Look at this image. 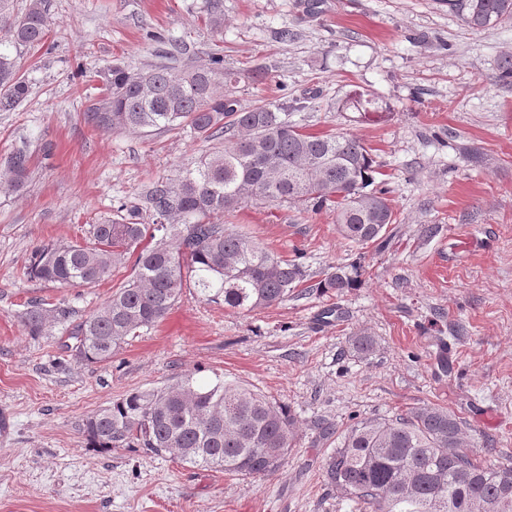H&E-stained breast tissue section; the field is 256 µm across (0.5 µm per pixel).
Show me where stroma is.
Returning <instances> with one entry per match:
<instances>
[{"mask_svg": "<svg viewBox=\"0 0 512 512\" xmlns=\"http://www.w3.org/2000/svg\"><path fill=\"white\" fill-rule=\"evenodd\" d=\"M307 2L224 0L216 32L200 18L202 0H48L44 46L20 53L30 94L0 112V162L17 150L31 160L23 190L0 192V512H358L325 477L340 433L424 404L459 416L482 458L512 459V81L498 69L512 54V23L472 31L444 0H319L313 13ZM175 43L181 65L222 50L242 108L285 106L305 132L359 137L396 221L384 247L363 249L337 234L331 210L247 202L224 223L310 283L363 262L359 287L340 296L299 287L234 312L188 286L111 360L80 363L63 349L72 324L101 309L133 264L63 287L25 275L30 252L87 242L92 225L120 218V206L142 203L153 182L224 141L98 130L84 119L98 84L72 74L80 64L144 69ZM355 91L374 94L386 116L366 124L337 112ZM427 224L435 236L423 234ZM33 300L70 317L27 335L21 315ZM363 333L376 342L365 356L350 345ZM188 373L287 407L296 430L283 473L235 476L87 446L80 426L93 412Z\"/></svg>", "mask_w": 512, "mask_h": 512, "instance_id": "obj_1", "label": "stroma"}]
</instances>
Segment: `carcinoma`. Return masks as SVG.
Returning <instances> with one entry per match:
<instances>
[{
    "label": "carcinoma",
    "instance_id": "carcinoma-1",
    "mask_svg": "<svg viewBox=\"0 0 512 512\" xmlns=\"http://www.w3.org/2000/svg\"><path fill=\"white\" fill-rule=\"evenodd\" d=\"M465 12L468 27L486 31L512 19V0H448ZM200 12L211 29L224 27V0H203ZM46 0H29L13 16L0 0V112L16 110L30 86L12 49L35 48L49 34ZM100 97L85 112L91 126L113 131L184 126L197 137L224 138V150L203 156L176 179L156 181L145 195L144 220L132 206L120 219L92 225L89 242L35 248L24 266L34 279L61 286L96 284L112 267L136 253L134 275L97 312L70 331L65 345L73 359L105 362L143 328L162 321L193 283L208 301L233 311H251L288 299L304 281L299 265L271 254L214 218L250 200L301 204L336 212L339 233L358 246H382L394 222L389 200L375 183V161L353 135H315L288 122L270 105L240 106L224 56L193 66L156 63L145 70L118 64L100 74ZM337 111L385 116L379 100L355 92ZM30 172V157L15 151L5 159L0 189L18 191ZM363 266L341 267L309 285L341 294L358 285ZM67 309L41 301L27 304L24 332L41 335L50 315ZM294 418L244 386L223 382L203 388L191 376L160 390L137 391L103 407L83 423L91 448L138 449L170 454L193 466L240 476L283 470L294 438ZM329 484L363 512H512V462L478 456L453 412L432 405L395 419L362 421L326 460Z\"/></svg>",
    "mask_w": 512,
    "mask_h": 512
}]
</instances>
